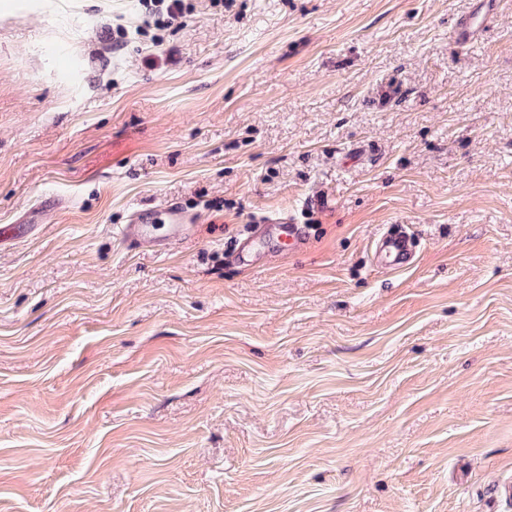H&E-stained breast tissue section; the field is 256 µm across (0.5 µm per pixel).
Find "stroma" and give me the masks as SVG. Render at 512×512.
I'll list each match as a JSON object with an SVG mask.
<instances>
[{"mask_svg":"<svg viewBox=\"0 0 512 512\" xmlns=\"http://www.w3.org/2000/svg\"><path fill=\"white\" fill-rule=\"evenodd\" d=\"M482 2L0 0V512H512V0L449 38ZM169 202L194 235L129 246ZM277 212L301 247L228 262ZM150 1V4H146V6L152 10V12L162 15V25L164 26H172L174 24L181 25L183 23V11L180 7L178 0H148ZM154 1V2H153ZM165 2H170L167 5H165ZM165 5V9H164ZM154 7V9L152 8ZM163 9L165 10V13H163ZM164 14L166 17H164ZM413 244V235L406 224H391L375 241V264L386 269L408 266L413 260Z\"/></svg>","mask_w":512,"mask_h":512,"instance_id":"stroma-1","label":"stroma"}]
</instances>
